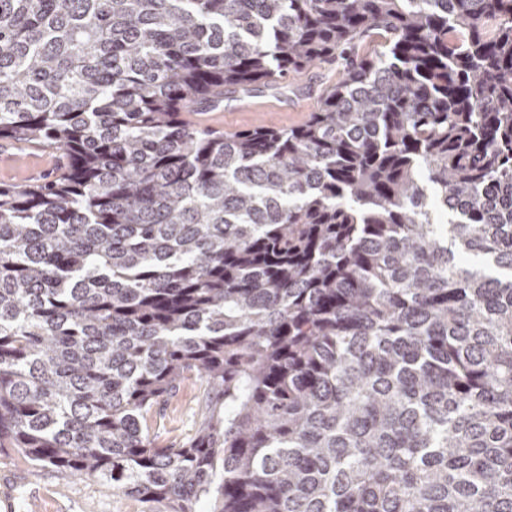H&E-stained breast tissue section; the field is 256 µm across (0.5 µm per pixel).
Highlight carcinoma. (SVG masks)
<instances>
[{"instance_id":"cac0c4a2","label":"carcinoma","mask_w":512,"mask_h":512,"mask_svg":"<svg viewBox=\"0 0 512 512\" xmlns=\"http://www.w3.org/2000/svg\"><path fill=\"white\" fill-rule=\"evenodd\" d=\"M337 60L301 125L182 117ZM0 140L61 155L0 184V449L166 512H512V0H0ZM203 389L201 380H186L174 395L161 404L149 422L151 435L160 448H178L194 435L200 417Z\"/></svg>"}]
</instances>
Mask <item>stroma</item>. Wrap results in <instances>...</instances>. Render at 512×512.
Returning a JSON list of instances; mask_svg holds the SVG:
<instances>
[{"mask_svg": "<svg viewBox=\"0 0 512 512\" xmlns=\"http://www.w3.org/2000/svg\"><path fill=\"white\" fill-rule=\"evenodd\" d=\"M339 69L324 63L292 76L290 92L263 90L252 96L255 110L244 111L235 98L221 110L201 112V120L221 131L254 127L288 128L307 120L319 105L323 85L336 81ZM59 157L20 144L0 141V182L27 183L53 175ZM204 385L192 378L182 382L150 421L159 447H179L195 433ZM0 512H147L137 498L112 490L91 478H74L31 465L13 449L0 450Z\"/></svg>", "mask_w": 512, "mask_h": 512, "instance_id": "1", "label": "stroma"}]
</instances>
